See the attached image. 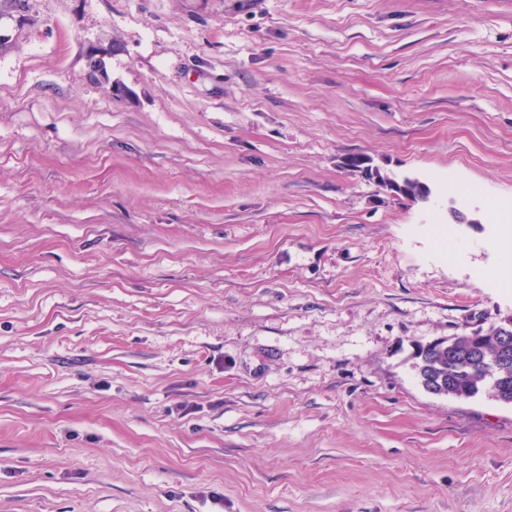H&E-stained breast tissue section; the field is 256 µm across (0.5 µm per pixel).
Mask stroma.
Here are the masks:
<instances>
[{
  "label": "stroma",
  "mask_w": 512,
  "mask_h": 512,
  "mask_svg": "<svg viewBox=\"0 0 512 512\" xmlns=\"http://www.w3.org/2000/svg\"><path fill=\"white\" fill-rule=\"evenodd\" d=\"M507 200L512 0H0V512H512ZM501 333L502 336H500ZM510 333V335L508 334ZM512 328L508 326H500L498 328L492 327L489 329L482 339V348L485 351L486 357L482 359L471 358L466 355V347L470 346L471 340L466 333L457 334V344L462 348V352L458 356H448V349L446 351L432 352L426 355L423 359L416 357L414 369L416 376L422 387H427L430 384H435L439 387L441 380L447 386V391L438 387L431 388L430 392L437 395H444L450 397H457L456 388L459 397L470 395L469 399L479 395L489 380V371L487 367V358L492 355L495 350L494 359L491 363L495 366L501 364L499 368V376H506L509 381L510 392L507 395H499L501 392L502 383L501 379L497 378L493 381L492 385L496 390L489 387L491 396L502 403L512 404ZM499 336V342H498ZM498 343V346H497ZM497 348V349H496ZM510 362V363H509ZM452 377V378H448ZM456 383V387H455Z\"/></svg>",
  "instance_id": "1"
}]
</instances>
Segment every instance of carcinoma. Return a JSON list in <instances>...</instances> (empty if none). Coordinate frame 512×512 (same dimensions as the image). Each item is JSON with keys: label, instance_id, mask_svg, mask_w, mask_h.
<instances>
[{"label": "carcinoma", "instance_id": "cac0c4a2", "mask_svg": "<svg viewBox=\"0 0 512 512\" xmlns=\"http://www.w3.org/2000/svg\"><path fill=\"white\" fill-rule=\"evenodd\" d=\"M511 333L508 326L493 327L489 329L482 339V348L486 357L482 359L472 358L464 353L458 356H450L446 351L433 352L424 358L416 359L414 369L420 384L424 387L430 384L440 385L448 383V378H453L459 396L479 395L489 382L487 357L492 355L498 343V336L502 333Z\"/></svg>", "mask_w": 512, "mask_h": 512}]
</instances>
